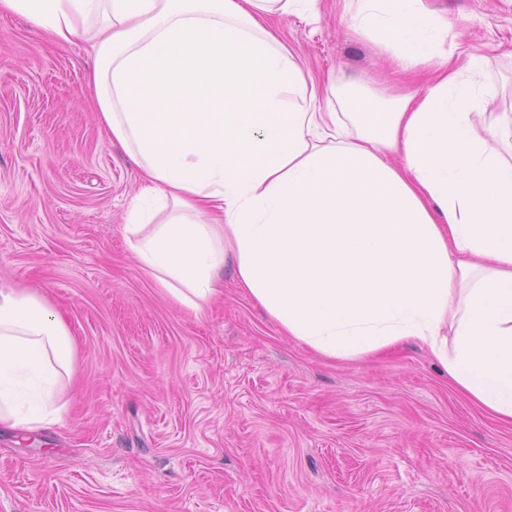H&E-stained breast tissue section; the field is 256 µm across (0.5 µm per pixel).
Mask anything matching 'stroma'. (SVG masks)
Listing matches in <instances>:
<instances>
[{"label":"stroma","instance_id":"1","mask_svg":"<svg viewBox=\"0 0 512 512\" xmlns=\"http://www.w3.org/2000/svg\"><path fill=\"white\" fill-rule=\"evenodd\" d=\"M432 3L512 113V0ZM276 27L314 74L388 72L334 0ZM92 66L85 40L0 15V286L40 292L77 343L59 421L0 429V512H512V426L424 351L331 363L232 282L197 315L143 275L123 229L140 175L98 121Z\"/></svg>","mask_w":512,"mask_h":512}]
</instances>
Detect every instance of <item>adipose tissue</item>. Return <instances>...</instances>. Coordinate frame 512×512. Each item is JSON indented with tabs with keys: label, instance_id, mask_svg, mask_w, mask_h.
Here are the masks:
<instances>
[{
	"label": "adipose tissue",
	"instance_id": "adipose-tissue-1",
	"mask_svg": "<svg viewBox=\"0 0 512 512\" xmlns=\"http://www.w3.org/2000/svg\"><path fill=\"white\" fill-rule=\"evenodd\" d=\"M320 0H0L57 45L89 41L103 129L140 171V270L201 312L229 276L282 335L362 362L414 345L512 424V113L489 58L425 0H336L395 94L316 79L275 20ZM63 314L0 287V428L59 420Z\"/></svg>",
	"mask_w": 512,
	"mask_h": 512
}]
</instances>
